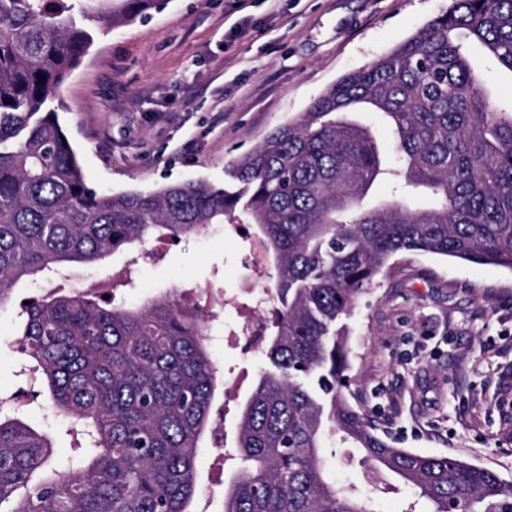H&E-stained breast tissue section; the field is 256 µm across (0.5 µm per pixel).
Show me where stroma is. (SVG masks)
I'll return each mask as SVG.
<instances>
[{
  "label": "stroma",
  "mask_w": 512,
  "mask_h": 512,
  "mask_svg": "<svg viewBox=\"0 0 512 512\" xmlns=\"http://www.w3.org/2000/svg\"><path fill=\"white\" fill-rule=\"evenodd\" d=\"M449 0H166L147 17L97 36L62 83L61 124L89 187L153 191L226 169L276 127L304 112L342 75L370 62L443 14ZM164 253L163 262L149 259ZM255 234L216 224L187 242L149 241L88 267L70 283L111 277L131 258L124 299L180 288L221 292L251 274ZM42 291L24 279L0 308V394L16 393L23 420L53 436L66 465L70 437L34 395L13 346L24 301ZM351 394L394 446L453 456L512 483V271L428 253L393 256L343 319ZM221 378L241 396L267 366L260 353L212 346ZM362 453L341 448L329 466L356 485L372 512H405L415 494L373 482Z\"/></svg>",
  "instance_id": "obj_1"
}]
</instances>
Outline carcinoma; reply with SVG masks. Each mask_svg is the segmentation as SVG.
Wrapping results in <instances>:
<instances>
[{
	"instance_id": "cac0c4a2",
	"label": "carcinoma",
	"mask_w": 512,
	"mask_h": 512,
	"mask_svg": "<svg viewBox=\"0 0 512 512\" xmlns=\"http://www.w3.org/2000/svg\"><path fill=\"white\" fill-rule=\"evenodd\" d=\"M161 0H0V304L23 278L61 281L21 306L20 352L49 389L74 444L0 402V512H195L197 458L216 434L218 378L199 304L176 289L140 305L115 275L74 293L69 263L91 264L147 238L180 240L239 213L273 263L263 371L240 407L242 466L221 512H371L354 485L327 478L336 433L377 474L419 489L442 512H509L492 469L393 446L348 399L349 351L336 325L402 252L512 270V106L487 95L471 47L512 73V0H451L448 10L369 66L332 84L228 171L148 192L85 182L56 93L94 43ZM382 114L398 155L356 118ZM403 179L435 204L362 208L375 182Z\"/></svg>"
}]
</instances>
